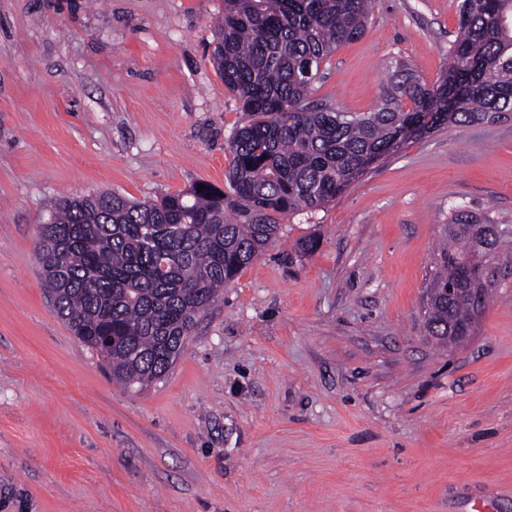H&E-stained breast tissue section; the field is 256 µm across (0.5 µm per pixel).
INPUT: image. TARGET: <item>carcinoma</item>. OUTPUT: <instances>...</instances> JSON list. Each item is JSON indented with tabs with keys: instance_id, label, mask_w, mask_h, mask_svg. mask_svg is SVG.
Listing matches in <instances>:
<instances>
[{
	"instance_id": "obj_1",
	"label": "carcinoma",
	"mask_w": 512,
	"mask_h": 512,
	"mask_svg": "<svg viewBox=\"0 0 512 512\" xmlns=\"http://www.w3.org/2000/svg\"><path fill=\"white\" fill-rule=\"evenodd\" d=\"M371 12L372 0H224L213 66L249 115L229 142V191L207 183L147 202L101 193L55 203L37 248L53 307L123 385L161 380L281 218L334 201L405 130L512 115V0H461L440 84L403 63L371 112L312 101L322 62L364 33ZM446 230L426 287L425 330L439 344L473 332L480 245L512 243L464 211Z\"/></svg>"
}]
</instances>
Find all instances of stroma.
<instances>
[{
  "label": "stroma",
  "instance_id": "35a3bbf8",
  "mask_svg": "<svg viewBox=\"0 0 512 512\" xmlns=\"http://www.w3.org/2000/svg\"><path fill=\"white\" fill-rule=\"evenodd\" d=\"M459 3L373 0L313 100L372 111L401 61L442 81ZM223 10L0 0V512H512V251L466 341L424 334L451 212L512 226V118L408 139L284 218L145 389L55 312L52 199L226 188L249 116L210 62Z\"/></svg>",
  "mask_w": 512,
  "mask_h": 512
}]
</instances>
